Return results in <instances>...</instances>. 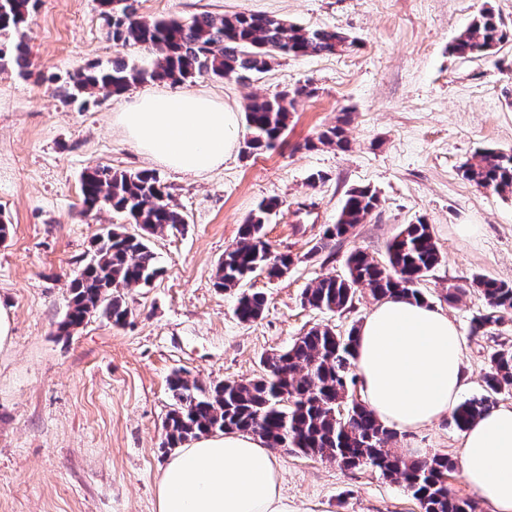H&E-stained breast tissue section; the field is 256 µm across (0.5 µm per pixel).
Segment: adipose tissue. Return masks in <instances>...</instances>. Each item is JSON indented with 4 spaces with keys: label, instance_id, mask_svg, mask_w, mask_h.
Here are the masks:
<instances>
[{
    "label": "adipose tissue",
    "instance_id": "ef3b65f1",
    "mask_svg": "<svg viewBox=\"0 0 512 512\" xmlns=\"http://www.w3.org/2000/svg\"><path fill=\"white\" fill-rule=\"evenodd\" d=\"M114 122L140 153L185 174L221 168L237 147V112L203 93L144 91ZM354 357L368 407L403 432L448 413L467 386L456 324L422 302L378 304L357 331ZM460 465L493 512H512V407L493 408L464 431ZM157 499L159 512H292L271 449L239 432L179 448L162 471Z\"/></svg>",
    "mask_w": 512,
    "mask_h": 512
}]
</instances>
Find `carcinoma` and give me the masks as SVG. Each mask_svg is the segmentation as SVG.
<instances>
[{
    "mask_svg": "<svg viewBox=\"0 0 512 512\" xmlns=\"http://www.w3.org/2000/svg\"><path fill=\"white\" fill-rule=\"evenodd\" d=\"M136 0H97L112 42L137 45L155 56L143 67L123 57L106 66L92 65L76 72L61 87L64 97L76 101L98 91L117 96L145 81L181 83L196 76L249 80L265 72L277 56L340 54L355 41L334 29H310L263 13H237L220 20L202 13L188 20L137 18ZM36 0H4L0 11V37L14 36L11 53L0 48V66L11 65L19 74H30L32 62L24 42ZM512 35L496 16L485 10L475 17L450 46L460 57L494 53ZM308 87L271 97H254L246 106L249 137L245 151L273 148L288 130L290 109L297 98L309 96ZM344 121L317 136L319 143L343 148L347 144ZM462 177L497 194H512V154L496 149L476 153L475 162L461 167ZM84 211L103 207L139 225L142 234L118 228L107 230L94 245L93 255L70 281L71 302L59 332L65 336L79 329L93 315L101 314L114 325L131 314L125 291L151 284L161 270L149 237L186 223L184 215L168 201L160 178L152 171H117L108 166L88 168L81 181ZM379 204L378 193L368 187L348 190L336 223L327 226L313 250L328 248L346 236ZM277 203L263 201L241 225L240 240L224 252L216 267L214 285L221 290L240 286L256 272L280 278L294 263L285 253L272 251L264 225ZM388 262L378 263L361 250L346 259L343 276L311 282L302 292V303L318 311L343 313L354 307L359 289L367 288L378 300L402 297L425 301L418 285L440 263L431 227L420 220L408 224L387 245ZM484 313L470 325L474 337L512 312V285L475 277ZM265 297L243 293L235 315L254 322L264 311ZM352 328L345 335L324 325L314 326L284 350L263 359L264 373L249 381L226 380L209 389L176 373L168 386L175 404L163 422L162 447L181 448L209 434L237 431L260 437L269 448H296L300 452L344 467H369L403 486L418 501L421 512H476L471 499L453 496L448 475L454 463L446 454L408 459L390 447L398 432L385 425L359 399L353 388L360 383L354 364ZM484 393L460 403L452 424L464 431L496 404V395L512 390V348L502 347L489 356L483 373ZM344 405L345 413L338 411Z\"/></svg>",
    "mask_w": 512,
    "mask_h": 512,
    "instance_id": "1",
    "label": "carcinoma"
}]
</instances>
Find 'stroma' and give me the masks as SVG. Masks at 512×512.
<instances>
[{
	"label": "stroma",
	"mask_w": 512,
	"mask_h": 512,
	"mask_svg": "<svg viewBox=\"0 0 512 512\" xmlns=\"http://www.w3.org/2000/svg\"><path fill=\"white\" fill-rule=\"evenodd\" d=\"M138 16L214 18L266 13L356 39L339 55L280 56L249 82L197 77L204 91L236 112L251 96L306 86L288 132L274 149L236 150L213 172L193 176L141 154L112 123L132 93L66 100L60 88L76 71L122 56L152 57L115 46L96 0H37L25 41L30 75L0 68V218L12 233L0 242V307L12 317L0 343V512H157V484L170 454L162 424L174 399V373L209 386L262 374L264 356L315 325H361L376 304L369 290L343 313L305 307L312 281L345 274L354 250L386 260V245L406 225L426 220L442 254L421 283L429 305L448 313L466 342L465 397L481 394L489 354L512 346V314L485 335L470 336L485 300L471 285L483 275L512 284V196L462 178L484 148L512 152V40L490 55L461 58L451 43L483 10L512 30V0H136ZM348 114L346 148L318 144L321 130ZM156 172L183 229L156 236L163 269L126 293L128 322L101 315L60 335L69 282L94 242L120 218L83 213L81 178L91 166ZM321 174L311 182L312 174ZM375 189L379 207L332 252H314L335 223L347 191ZM279 207L264 227L274 251L293 255L285 277L253 274L241 289L214 285L215 269L257 204ZM477 225L474 236L460 233ZM466 287L459 301L448 286ZM263 293L262 316L239 321L240 290ZM462 433L442 418L407 433L395 451L459 459ZM281 493L295 512H420L398 483L369 468L347 469L274 451Z\"/></svg>",
	"instance_id": "1"
}]
</instances>
